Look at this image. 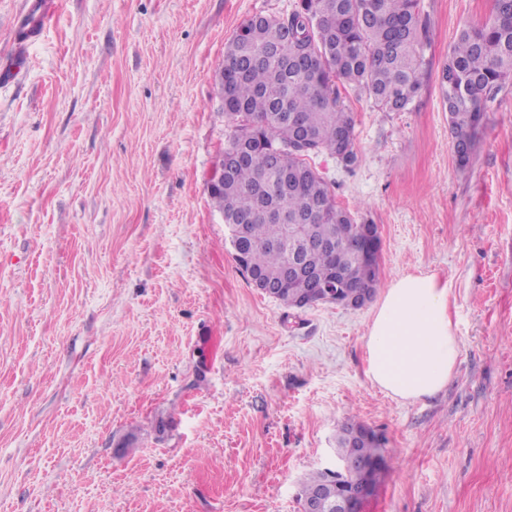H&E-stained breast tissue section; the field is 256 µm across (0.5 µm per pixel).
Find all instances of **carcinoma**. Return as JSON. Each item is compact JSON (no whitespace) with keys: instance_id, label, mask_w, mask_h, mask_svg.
I'll return each instance as SVG.
<instances>
[{"instance_id":"cac0c4a2","label":"carcinoma","mask_w":512,"mask_h":512,"mask_svg":"<svg viewBox=\"0 0 512 512\" xmlns=\"http://www.w3.org/2000/svg\"><path fill=\"white\" fill-rule=\"evenodd\" d=\"M429 27L419 0H297L281 16L244 21L224 50V115L233 132L224 151L239 150L224 188L209 193L224 220L245 225L230 242L237 265L280 283L274 299L285 306L298 296L321 301L319 275L338 267L367 296L381 288L379 268L352 248L358 220L337 202L309 159L328 154L345 168L356 160L354 113L341 103L352 91L381 112L410 110L422 86ZM455 145L472 155L481 117L504 84L512 81V2L493 0L482 22L457 32L438 74ZM312 138L311 149L293 150L292 117ZM297 237L332 242L336 251L303 253L307 273L284 277ZM365 459L381 454V440H362ZM383 471H353L346 489L379 483Z\"/></svg>"}]
</instances>
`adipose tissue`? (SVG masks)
<instances>
[{
  "label": "adipose tissue",
  "mask_w": 512,
  "mask_h": 512,
  "mask_svg": "<svg viewBox=\"0 0 512 512\" xmlns=\"http://www.w3.org/2000/svg\"><path fill=\"white\" fill-rule=\"evenodd\" d=\"M451 294L448 281L435 274H406L389 283L365 342V373L374 386L412 401L448 385L460 356Z\"/></svg>",
  "instance_id": "ef3b65f1"
}]
</instances>
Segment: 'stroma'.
I'll return each instance as SVG.
<instances>
[{
  "mask_svg": "<svg viewBox=\"0 0 512 512\" xmlns=\"http://www.w3.org/2000/svg\"><path fill=\"white\" fill-rule=\"evenodd\" d=\"M26 3L0 0V512H300L353 418L387 459L364 512H512V81L461 168L436 78L493 0H420L412 110L345 97L356 164L312 159L383 283L452 288L461 355L418 401L365 374L372 306L253 288L209 199L224 46L295 0H56L22 46Z\"/></svg>",
  "mask_w": 512,
  "mask_h": 512,
  "instance_id": "obj_1",
  "label": "stroma"
}]
</instances>
